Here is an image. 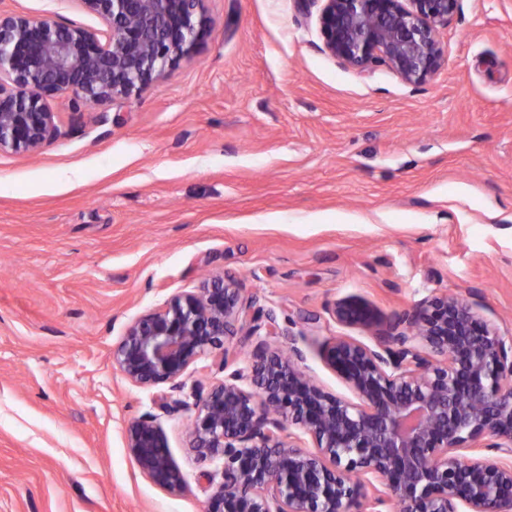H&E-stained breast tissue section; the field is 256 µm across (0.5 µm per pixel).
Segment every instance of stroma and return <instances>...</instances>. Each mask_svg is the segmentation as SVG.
Returning a JSON list of instances; mask_svg holds the SVG:
<instances>
[{"label":"stroma","instance_id":"obj_1","mask_svg":"<svg viewBox=\"0 0 512 512\" xmlns=\"http://www.w3.org/2000/svg\"><path fill=\"white\" fill-rule=\"evenodd\" d=\"M209 35L130 96L73 109L0 154V512H204L192 410L112 365L128 324L209 276L290 327L302 367L351 393L323 351L332 309L382 316L475 291L512 334V0H460L448 63L418 85L322 49L320 5L204 0ZM0 11L99 27L78 0ZM157 415L186 488L143 476L126 430Z\"/></svg>","mask_w":512,"mask_h":512}]
</instances>
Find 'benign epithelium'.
Instances as JSON below:
<instances>
[{"label":"benign epithelium","mask_w":512,"mask_h":512,"mask_svg":"<svg viewBox=\"0 0 512 512\" xmlns=\"http://www.w3.org/2000/svg\"><path fill=\"white\" fill-rule=\"evenodd\" d=\"M101 28L0 12V153L40 150L58 135L46 99L73 106L130 95L189 57L208 33L204 0H80ZM323 51L347 67L384 63L421 84L446 62L438 35L458 0H322ZM326 364L353 394L326 391L301 367L295 335L253 310L239 283L215 276L130 323L112 365L131 383L166 387L160 408L213 355L224 379L194 403L189 443L211 493L205 512H512V336L462 294L419 300L389 318L367 302L336 303ZM265 340L232 368L226 342ZM126 448L160 489L186 487L153 415L133 421Z\"/></svg>","instance_id":"obj_1"}]
</instances>
